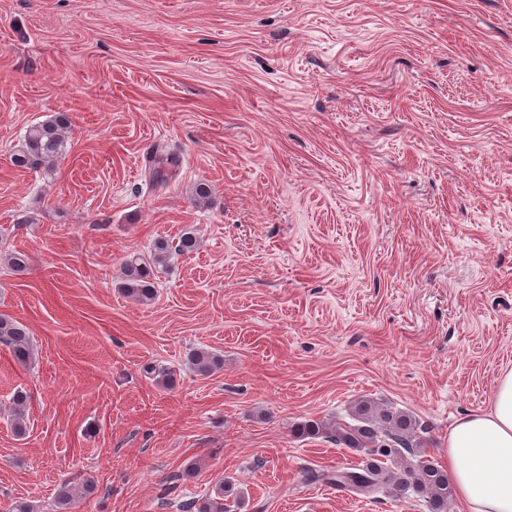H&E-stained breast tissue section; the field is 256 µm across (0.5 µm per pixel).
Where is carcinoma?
I'll use <instances>...</instances> for the list:
<instances>
[{"label":"carcinoma","mask_w":512,"mask_h":512,"mask_svg":"<svg viewBox=\"0 0 512 512\" xmlns=\"http://www.w3.org/2000/svg\"><path fill=\"white\" fill-rule=\"evenodd\" d=\"M70 126L71 121L64 113L29 126L23 146L12 156L13 165L36 169L54 164L65 153ZM147 163L152 180L158 182L166 180L169 172L178 168L179 158L156 150L149 154ZM197 246V237L190 232L182 233L175 241L156 239L150 258L131 254L123 260L120 287L137 302L153 301L159 268L166 265L172 255L191 252ZM1 341L11 348L17 363L25 365L31 361L33 347L25 324L0 315ZM188 359L200 376H207L223 365V359L205 349L191 351ZM27 402L28 395L23 390L13 396L15 426L19 430ZM349 418V423L309 419L295 427V433L300 437L326 438L362 454L361 461L352 467L331 472L306 470L304 482H332L348 492L364 496L385 494L401 499L415 494L425 500L428 512H448L453 486L447 470L425 454V427L419 420L371 399L354 404ZM74 493L75 488L70 483H63L55 498V512H69ZM226 496V482L221 481L215 488V496H208L201 502L193 500L185 504L184 509L186 512H229L224 504Z\"/></svg>","instance_id":"obj_1"}]
</instances>
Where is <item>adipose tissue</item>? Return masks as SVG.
<instances>
[{
  "label": "adipose tissue",
  "instance_id": "1",
  "mask_svg": "<svg viewBox=\"0 0 512 512\" xmlns=\"http://www.w3.org/2000/svg\"><path fill=\"white\" fill-rule=\"evenodd\" d=\"M447 470L466 512H512V370L499 378L489 411L456 420Z\"/></svg>",
  "mask_w": 512,
  "mask_h": 512
}]
</instances>
